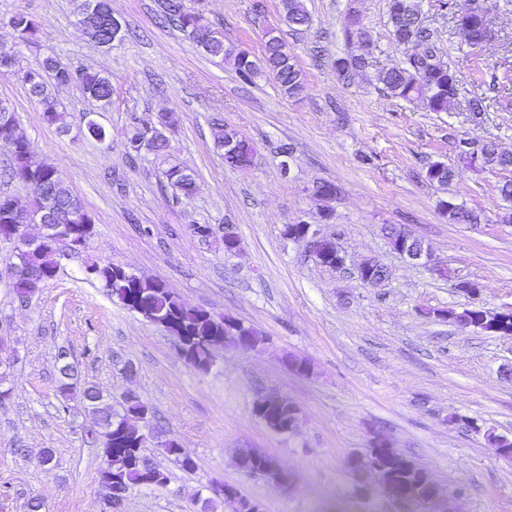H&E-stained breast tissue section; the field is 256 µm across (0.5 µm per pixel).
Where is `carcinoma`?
Instances as JSON below:
<instances>
[{"label": "carcinoma", "mask_w": 512, "mask_h": 512, "mask_svg": "<svg viewBox=\"0 0 512 512\" xmlns=\"http://www.w3.org/2000/svg\"><path fill=\"white\" fill-rule=\"evenodd\" d=\"M389 16L392 25L391 35L399 44L415 45L414 53L407 56L399 67H392L378 76L383 90L391 97L405 101L419 100L431 112H446L455 99L459 79L454 67L441 61L434 47L426 44L429 34L422 27L419 0H388ZM162 18L175 24L207 57L220 63L230 61L239 78L251 81L258 67H263L274 75L282 94L289 98L299 96L305 89L303 71L294 62L293 56L283 38L275 43H265L259 61L224 41V31L216 24L207 21L202 14L185 5V0H160ZM282 8L288 24L305 27L310 16L303 0H282ZM11 27L23 40L31 39L38 31L37 22L26 12L18 11L9 19ZM469 44L479 47L488 41L490 34L487 8L476 7L467 17V22L459 25ZM347 36H355L365 51H370L371 41L360 27L357 16L347 17ZM365 55L336 59L337 74L345 80L365 66ZM30 96L36 102L45 121L68 131L65 113L58 99L59 89L77 85L85 96L102 105L111 103L112 80L105 72L91 68H73L59 58L49 56L36 70L27 72L23 78ZM8 113V120L0 123V140L12 143L13 152L5 167V174L17 182L32 184L46 192L54 204L80 217L81 223L89 226L88 234H93L94 222L86 212L81 200L57 176L56 168L45 161H38L31 142L22 132L12 106L0 100V113ZM179 116L171 111L157 114L153 122H133L127 132L126 149L131 157L144 153L163 154L169 147L166 135L149 134L156 126L173 129L179 123ZM479 160L485 167L506 170L512 167V155L498 151L494 146L479 150ZM252 162L250 141L241 137L237 141V153L231 167H246ZM457 176L456 170L441 161L428 166L426 177L441 186L451 184ZM165 177L174 197L180 199L191 196L196 190L194 176L185 169L173 165L165 171ZM29 205L16 197L0 194V228L7 224H19L21 215ZM439 209L454 224H476L479 216L475 211L442 199ZM58 245H46L24 256L23 263L9 258L8 278L12 280L14 293L19 298L33 296L45 282L58 273ZM93 272L90 278L99 282L115 302L137 312L148 309L151 322L162 328L169 322L178 324L184 335V342L191 353L195 367L206 371L211 366L214 350L224 346V317L209 314L200 308L185 304L178 295L166 286L150 280H125L112 270V264L90 265ZM59 392L64 397L79 391L84 410L92 414L98 427L102 429L104 461L101 481L109 485L111 497L103 512H122L129 492L144 485L146 471L153 466L144 448L150 441L174 457L181 469L192 472L196 468L193 457L177 442L163 438L162 430L153 423L150 408L134 395L124 398L123 412L112 410L106 402L104 392L94 384L78 386V372L68 362V349L58 348ZM130 415L142 416L148 421L150 433L148 441L136 446L128 442L122 430V420Z\"/></svg>", "instance_id": "1"}]
</instances>
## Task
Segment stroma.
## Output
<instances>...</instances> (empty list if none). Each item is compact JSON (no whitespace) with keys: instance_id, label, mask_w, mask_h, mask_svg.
<instances>
[{"instance_id":"35a3bbf8","label":"stroma","mask_w":512,"mask_h":512,"mask_svg":"<svg viewBox=\"0 0 512 512\" xmlns=\"http://www.w3.org/2000/svg\"><path fill=\"white\" fill-rule=\"evenodd\" d=\"M220 23L226 42L260 59L267 28H279L306 75L296 98L274 77L258 72L242 82L228 64L205 57L177 28L160 23L158 0H112L125 29L110 48L96 47L79 23L74 0H0V44L14 50L11 71L0 73V99L14 108L37 159L56 166L61 180L92 216L95 234L78 255L61 256L57 276L19 302L5 275L9 247L0 248V386L13 397L0 405V512H101V439L83 409L63 411L56 353L70 350L83 381L96 384L114 410L134 390L153 408L166 438L196 461L182 470L161 448L147 455L165 472L164 486L132 490L123 512H200L199 497L232 484L263 512H321L323 502L353 498L359 512H436L433 505L397 503L370 477L350 471L347 458L382 433L425 468L455 512H512V463L497 458L486 432L512 436V337L463 329L448 309L512 307V224L497 187L512 170L464 167L455 149L463 138L495 142L512 153V87L495 86L512 71V0H487L492 39L471 47L450 10L421 0L422 20L440 56L459 72L451 111L388 97L375 76L401 64L409 47L390 35L388 0H305L309 26H289L281 0H188ZM25 11L36 36L19 40L10 17ZM356 12L371 39L363 73L340 79L336 58L359 53L345 33ZM91 67L112 79V102L101 106L78 87L58 97L69 133L44 121L23 76L44 57ZM489 106L472 118L467 100ZM177 112L167 154L129 159L132 119ZM105 128L97 141L87 117ZM235 128L256 148L252 166L224 164L213 122ZM293 153L282 158L279 147ZM442 161L459 169L448 186L428 182L424 168ZM180 165L196 191L175 200L164 172ZM331 182L330 201L311 196ZM454 198L480 215L454 224L440 200ZM333 217L322 222L323 209ZM319 225L347 256L337 273L285 239V225ZM233 224L239 250L224 251V226ZM211 228L209 238L195 225ZM425 240L445 274L403 261L390 247V226ZM376 259L387 280L373 288L353 269ZM112 262L164 283L185 303L253 326L265 336L256 349L226 344L208 372L178 355L174 339L140 314L115 303L86 279V264ZM472 292L462 290V283ZM305 359L310 373L291 371L288 356ZM132 373H125V366ZM283 396L297 403L301 426L291 436L267 427L256 401ZM53 451L42 463L41 449ZM273 457L294 476L282 489L238 467V449Z\"/></svg>"}]
</instances>
